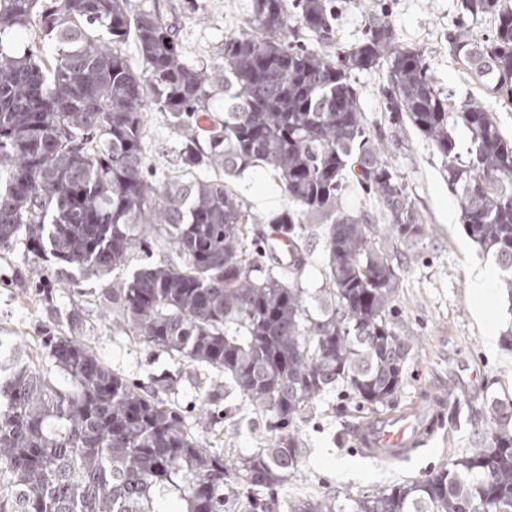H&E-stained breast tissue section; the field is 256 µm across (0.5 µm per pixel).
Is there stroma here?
I'll return each instance as SVG.
<instances>
[{
	"label": "stroma",
	"mask_w": 512,
	"mask_h": 512,
	"mask_svg": "<svg viewBox=\"0 0 512 512\" xmlns=\"http://www.w3.org/2000/svg\"><path fill=\"white\" fill-rule=\"evenodd\" d=\"M462 0H347L340 10L336 39L349 46L365 33V12L390 21L400 44L421 50L440 89L462 105L479 89L448 47V36L469 23L478 40L491 37L496 20L486 14L466 21ZM133 10L154 12L178 29L186 59L194 64L219 61L227 35L243 25L251 0H131ZM360 108L371 134L389 146L390 164L400 175L410 207L420 216L425 234L408 245L395 244L390 253L402 269L395 296V315L404 333L414 336L417 349L409 360L404 383L392 404L399 410L413 402L431 406L442 400L447 414L427 446L409 461L385 463L364 457L357 449L355 428L371 411L334 390L314 403L298 426L303 458L298 473L275 491L277 512H288L297 500L323 496L348 499L423 478L449 457L475 446L484 428L485 402L512 396V349L501 341L512 328V304L501 275L489 283L484 320L472 297L471 267L487 261L465 233L461 205L448 190L442 160L431 144L384 110L381 73L354 72ZM147 157L158 175L181 172L182 144L166 117L150 113ZM228 185L245 207L262 216L258 239L271 232L265 217L279 213L286 201L276 179L261 169L229 178ZM308 253L301 283L308 291L325 280V242L320 225L307 230ZM33 260L22 247L0 250V337L20 347L34 363L47 360L46 344L55 336L85 343L110 367L146 394L158 395L177 409L204 447L234 461L268 443L264 418L224 389V374L181 362L114 325L102 306L103 280L88 278L65 286L54 270L35 275Z\"/></svg>",
	"instance_id": "obj_1"
}]
</instances>
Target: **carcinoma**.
Segmentation results:
<instances>
[{
	"label": "carcinoma",
	"mask_w": 512,
	"mask_h": 512,
	"mask_svg": "<svg viewBox=\"0 0 512 512\" xmlns=\"http://www.w3.org/2000/svg\"><path fill=\"white\" fill-rule=\"evenodd\" d=\"M462 8L494 15L495 34L482 42L462 27L450 48L483 91L512 104V0ZM334 22L335 0H252L222 61L193 65L175 27L130 0H0V248L23 242L73 285L114 274L102 296L115 323L224 372L275 434L226 462L87 345L54 336L41 366L0 339V512H165L170 497L182 512H224L230 473L272 492L298 470L295 430L328 389L375 411L393 402L417 343L392 316L401 270L389 243L413 244L422 227L383 143L367 137L355 71L383 69L387 110L442 155L466 233L512 285V139L495 113L478 99L452 108L423 52L398 45L385 19L333 55L299 44L301 31L333 43ZM150 108L188 142L181 174L164 184L149 172ZM256 167L281 183L287 207L268 223L296 252L263 275L251 238L263 219L224 182ZM349 179L387 225L344 209ZM310 224L323 226L326 249L318 316L298 282ZM154 242L172 253L133 265ZM487 425L480 447L424 479L288 512H512V397L490 399Z\"/></svg>",
	"instance_id": "carcinoma-1"
}]
</instances>
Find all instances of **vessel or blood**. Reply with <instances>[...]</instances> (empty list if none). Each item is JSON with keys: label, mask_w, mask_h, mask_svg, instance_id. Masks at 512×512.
I'll list each match as a JSON object with an SVG mask.
<instances>
[{"label": "vessel or blood", "mask_w": 512, "mask_h": 512, "mask_svg": "<svg viewBox=\"0 0 512 512\" xmlns=\"http://www.w3.org/2000/svg\"><path fill=\"white\" fill-rule=\"evenodd\" d=\"M445 416L444 403H437L432 413L413 405L388 415L374 418L361 426L359 442L364 456L401 463L427 445L436 426Z\"/></svg>", "instance_id": "obj_1"}]
</instances>
